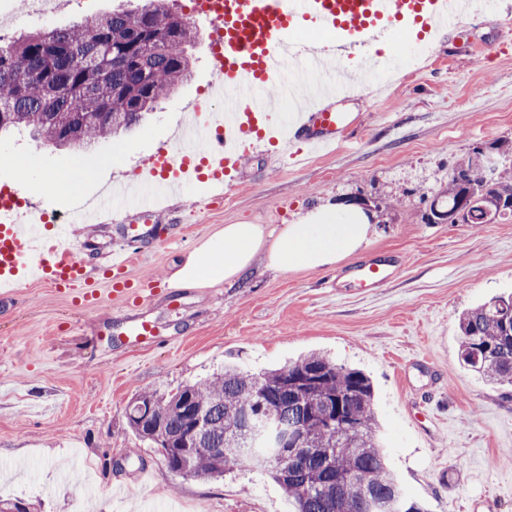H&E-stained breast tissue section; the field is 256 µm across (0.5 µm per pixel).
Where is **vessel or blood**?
Masks as SVG:
<instances>
[{"mask_svg":"<svg viewBox=\"0 0 512 512\" xmlns=\"http://www.w3.org/2000/svg\"><path fill=\"white\" fill-rule=\"evenodd\" d=\"M472 0H206L204 13L210 24L207 43L209 80L214 100L223 102L219 120L223 134L190 124L176 142L158 144L124 180H109L95 204L78 202L68 211L73 224H92L100 205L114 197L140 196L144 189L160 186L177 194L181 183L192 181L197 162H205L215 181L240 171L248 153L249 135L263 131L270 141L302 142L314 149L336 146L351 128L335 104L352 99L363 90L360 83L335 82L328 74L340 70L346 59L370 43L379 41L394 27L409 20L423 28L443 31L455 27L470 13ZM335 32L333 44L319 48L294 36L300 24ZM312 92L308 105L297 110L288 126L268 123L274 99L292 97L297 86ZM275 87L268 96L267 87ZM155 202H144L141 224L123 228L126 248L112 252L109 264L117 277L115 293L133 295L120 275L133 256L148 247L173 240L172 226L159 224ZM32 228L21 226L11 201L0 202V300L14 298L31 279L46 282L62 292H75L89 303L96 297L95 281L80 257L82 243L58 238L44 246L32 237ZM398 264L396 257L374 256L359 261L345 272L347 281L370 291L383 287ZM124 335L136 343L152 345L155 326L144 316L125 320Z\"/></svg>","mask_w":512,"mask_h":512,"instance_id":"b4317fda","label":"vessel or blood"}]
</instances>
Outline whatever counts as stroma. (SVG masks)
<instances>
[{"label":"stroma","mask_w":512,"mask_h":512,"mask_svg":"<svg viewBox=\"0 0 512 512\" xmlns=\"http://www.w3.org/2000/svg\"><path fill=\"white\" fill-rule=\"evenodd\" d=\"M138 0H60L49 27H64ZM430 65L409 64L414 39H393L398 69L380 84L369 70L360 97L340 106L358 125L355 139L302 164H271L275 147L255 142L222 205L197 209L200 182L168 202L182 226L176 242L134 258L123 277L158 281L147 301L111 294L109 251L134 220L113 200L105 223L67 225L85 244L83 258L100 292L87 308L72 295L29 281L0 307V499H22L33 512H292L283 490L245 463L219 479L174 476L157 449L140 439L127 408L142 391L165 392L234 360L255 373L321 350L365 371L386 450L408 495L429 512H472L496 493V512H512V386L486 382L459 358L460 317L485 299L512 293V221L428 224L421 190L440 192L453 166L475 147L512 139V26L480 10L457 28L427 32ZM190 75L134 131L86 149L56 148L15 130L0 135V174L16 161L29 178L75 171L76 187H56L65 211L94 196L107 178L123 179L158 143L173 136L184 109L203 96L204 38L187 47ZM376 204L372 232L336 265L279 273L257 266L227 286L171 288L187 257L228 224L273 230L300 223L319 206ZM400 254L399 272L361 292L329 281L358 260ZM178 309H171V299ZM147 316L159 343L145 352L120 331Z\"/></svg>","instance_id":"1"}]
</instances>
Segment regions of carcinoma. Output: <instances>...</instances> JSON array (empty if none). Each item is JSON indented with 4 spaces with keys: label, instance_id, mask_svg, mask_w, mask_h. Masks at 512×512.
Listing matches in <instances>:
<instances>
[{
    "label": "carcinoma",
    "instance_id": "carcinoma-1",
    "mask_svg": "<svg viewBox=\"0 0 512 512\" xmlns=\"http://www.w3.org/2000/svg\"><path fill=\"white\" fill-rule=\"evenodd\" d=\"M197 36L165 0H144L136 10L0 39V132L29 127L50 144L82 147L129 129L186 79L185 45ZM511 164L490 170L467 156L432 196L427 223L512 218ZM459 329L462 364L491 383L512 385V295L471 309ZM335 402L341 408L331 425L326 412ZM194 409L203 414L198 431L190 424ZM247 409L269 412L282 430L303 435L296 458H288V476L270 463L280 449L251 444ZM128 421L170 470H188L184 479L222 477L226 466L249 462L271 473L296 512H427L405 495L384 453L370 378L319 352L258 375L228 361L199 382L138 394Z\"/></svg>",
    "mask_w": 512,
    "mask_h": 512
}]
</instances>
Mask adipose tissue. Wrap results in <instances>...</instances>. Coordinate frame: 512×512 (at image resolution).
Returning a JSON list of instances; mask_svg holds the SVG:
<instances>
[{
    "label": "adipose tissue",
    "instance_id": "1",
    "mask_svg": "<svg viewBox=\"0 0 512 512\" xmlns=\"http://www.w3.org/2000/svg\"><path fill=\"white\" fill-rule=\"evenodd\" d=\"M370 228L363 212L344 215L329 209L317 210L304 222L283 225L276 232H265L258 224H228L219 236L185 260L172 281L181 288L233 281L246 274L259 255L268 267L279 272L324 268L358 249Z\"/></svg>",
    "mask_w": 512,
    "mask_h": 512
}]
</instances>
